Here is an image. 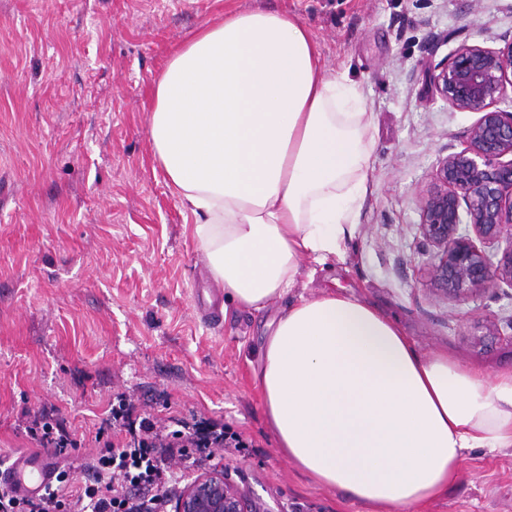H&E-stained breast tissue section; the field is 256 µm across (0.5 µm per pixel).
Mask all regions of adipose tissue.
<instances>
[{
    "mask_svg": "<svg viewBox=\"0 0 512 512\" xmlns=\"http://www.w3.org/2000/svg\"><path fill=\"white\" fill-rule=\"evenodd\" d=\"M153 97L156 163L226 303L263 310L296 287L301 263L343 259L369 192L373 115L348 72L325 75L296 15L233 11L201 26ZM257 382L279 451L369 512H411L447 493L465 450L512 447V371L419 354L351 294L290 305Z\"/></svg>",
    "mask_w": 512,
    "mask_h": 512,
    "instance_id": "ef3b65f1",
    "label": "adipose tissue"
}]
</instances>
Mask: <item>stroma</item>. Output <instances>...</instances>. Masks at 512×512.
<instances>
[{"label":"stroma","mask_w":512,"mask_h":512,"mask_svg":"<svg viewBox=\"0 0 512 512\" xmlns=\"http://www.w3.org/2000/svg\"><path fill=\"white\" fill-rule=\"evenodd\" d=\"M300 17L327 71L361 82L374 115L371 191L347 261L300 276L266 309L209 315L213 279L154 161L155 80L171 52L226 12ZM512 0H0V458L53 456L26 427L51 409L79 447L83 483L117 397L160 423L227 426L244 443L222 464L266 512H366L312 485L276 448L254 372L298 296H364L420 353L445 349L494 375L512 370V289L449 299L426 284L417 197L476 114L426 74L461 44L496 48ZM500 333H485L487 320ZM413 512H512V447L467 450L458 479Z\"/></svg>","instance_id":"1"}]
</instances>
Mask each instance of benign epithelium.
Returning <instances> with one entry per match:
<instances>
[{
  "label": "benign epithelium",
  "instance_id": "7a95c632",
  "mask_svg": "<svg viewBox=\"0 0 512 512\" xmlns=\"http://www.w3.org/2000/svg\"><path fill=\"white\" fill-rule=\"evenodd\" d=\"M504 45H462L429 70L453 109L478 114L465 147L437 159L420 193L419 234L429 251L426 282L455 299L512 288V111L495 108L512 85V35ZM175 512H260L222 467L197 475Z\"/></svg>",
  "mask_w": 512,
  "mask_h": 512
}]
</instances>
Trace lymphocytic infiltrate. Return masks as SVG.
<instances>
[{
    "label": "lymphocytic infiltrate",
    "instance_id": "1",
    "mask_svg": "<svg viewBox=\"0 0 512 512\" xmlns=\"http://www.w3.org/2000/svg\"><path fill=\"white\" fill-rule=\"evenodd\" d=\"M130 413L127 400L119 399L112 419L126 428L129 439L100 449L82 485H71L70 469L64 464L36 499L0 483V512H166L185 471L209 467L225 434L212 426L204 432L187 427L167 432L151 414L133 422ZM178 460L183 469H174Z\"/></svg>",
    "mask_w": 512,
    "mask_h": 512
}]
</instances>
